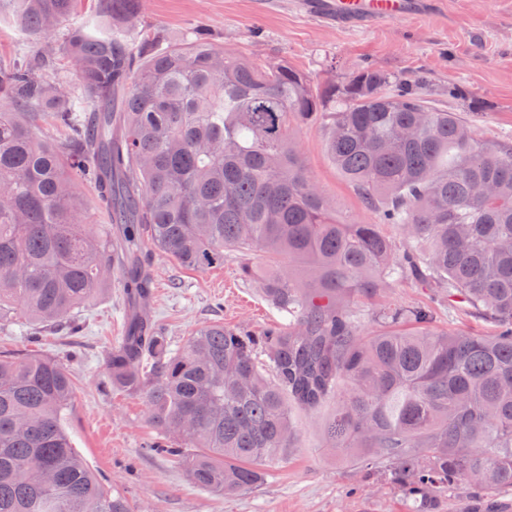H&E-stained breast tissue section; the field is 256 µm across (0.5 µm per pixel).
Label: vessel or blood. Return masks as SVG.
<instances>
[{"label": "vessel or blood", "mask_w": 512, "mask_h": 512, "mask_svg": "<svg viewBox=\"0 0 512 512\" xmlns=\"http://www.w3.org/2000/svg\"><path fill=\"white\" fill-rule=\"evenodd\" d=\"M438 0H302L310 16L339 29L369 30L422 15Z\"/></svg>", "instance_id": "b4317fda"}]
</instances>
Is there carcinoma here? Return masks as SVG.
Listing matches in <instances>:
<instances>
[{
  "instance_id": "cac0c4a2",
  "label": "carcinoma",
  "mask_w": 512,
  "mask_h": 512,
  "mask_svg": "<svg viewBox=\"0 0 512 512\" xmlns=\"http://www.w3.org/2000/svg\"><path fill=\"white\" fill-rule=\"evenodd\" d=\"M12 2L31 35H58L0 71L1 322L78 332L77 310L112 272V227L87 224L86 181L131 257L112 385L145 396L161 433L148 448L181 459L197 487L261 484L262 466L294 446L292 410L330 400V447L366 452L422 512L462 480L512 487V140L480 142L417 74L358 66L317 84L286 60L246 64L202 27L175 45L116 34L142 0H99L97 34L72 23L78 0ZM55 58L78 90L66 71L44 78ZM38 117L67 138H40ZM314 123L371 222L342 219L313 182L294 133ZM145 239L198 270L226 251L288 257L303 279L240 267L288 322L258 336L211 323L171 349L145 309ZM400 285L439 289L498 333L438 329L427 308L389 304L360 335L350 298ZM72 399L57 359L0 355V512H130L73 447Z\"/></svg>"
}]
</instances>
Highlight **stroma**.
<instances>
[{
    "instance_id": "35a3bbf8",
    "label": "stroma",
    "mask_w": 512,
    "mask_h": 512,
    "mask_svg": "<svg viewBox=\"0 0 512 512\" xmlns=\"http://www.w3.org/2000/svg\"><path fill=\"white\" fill-rule=\"evenodd\" d=\"M206 26L215 42L264 64L285 59L315 82L342 81L368 64L399 76L423 72L429 98L458 113L483 141L512 138V0H442L425 16L368 31H339L305 13L297 0H145L142 17L127 32L139 40L158 32L170 43ZM37 44L15 21L8 0H0V64L36 53ZM456 83L465 97L449 99ZM319 126L298 128L297 149L319 190L346 220L372 221L353 187L337 171ZM152 276L150 314L172 348L194 330L221 322L254 334L282 322L259 289L240 275L241 255L228 252L223 264L192 270L142 247ZM432 305L435 325L489 336L492 323L449 309L422 288H393L379 297L357 298L360 333L374 330L372 314L387 305ZM82 330L20 323L0 326V353L53 357L69 370L75 393L67 432L73 446L99 476L129 503L132 512H419L420 504L384 475L328 448L322 423L331 406L295 411L297 438L284 458L264 467L263 483L232 495L196 487L177 458L149 452L158 430L148 419L144 395L113 387L110 351L123 334L124 299L112 279L78 312Z\"/></svg>"
}]
</instances>
